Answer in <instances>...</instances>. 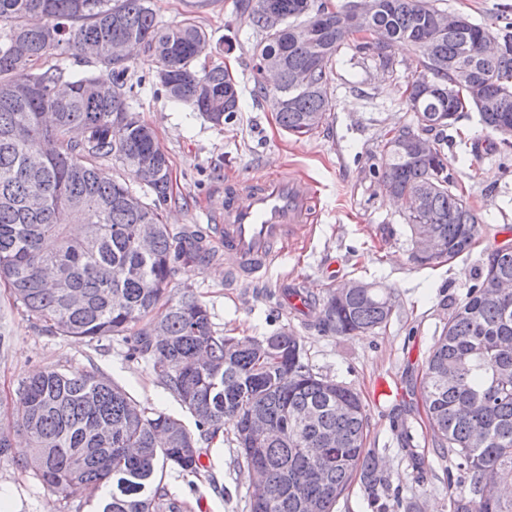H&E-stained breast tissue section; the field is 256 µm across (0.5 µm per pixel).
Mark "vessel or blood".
Masks as SVG:
<instances>
[{"instance_id":"vessel-or-blood-1","label":"vessel or blood","mask_w":512,"mask_h":512,"mask_svg":"<svg viewBox=\"0 0 512 512\" xmlns=\"http://www.w3.org/2000/svg\"><path fill=\"white\" fill-rule=\"evenodd\" d=\"M314 198L308 179L285 171L226 188L224 221L214 232L224 244L230 276L262 283L288 243L305 230Z\"/></svg>"}]
</instances>
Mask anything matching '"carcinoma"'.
Masks as SVG:
<instances>
[{"label": "carcinoma", "instance_id": "1", "mask_svg": "<svg viewBox=\"0 0 512 512\" xmlns=\"http://www.w3.org/2000/svg\"><path fill=\"white\" fill-rule=\"evenodd\" d=\"M263 0H236L240 16L258 32L252 47L253 91L267 94L261 61L277 63L273 95L284 99L278 124L300 138L313 134L332 110L333 65L352 47L378 57L393 72L388 49L409 46L417 65L432 77L431 90L406 84L409 111L428 116L384 134L375 177L406 203L411 236L430 231L452 260L471 250L479 220L441 146L415 152L409 137L452 126L478 110L477 93L497 95L500 111L479 113L493 131L512 122V54L486 58L485 37L512 38L506 10L488 26L466 20L454 30L437 27L444 14L432 0H376L370 27L377 40L340 23L351 9L331 10L324 0H273L284 28L268 32ZM0 283L48 330L62 336L120 337L132 355L152 361L160 382L215 436L228 424L239 457L256 463L249 512H333L355 479L364 484L377 512L400 508L398 496L365 448L367 416L355 391L315 373L298 337L282 330L259 340L272 351L238 347L239 338L215 329L207 307L186 286L175 303L169 284L173 264L205 260L202 238L179 235L164 223L171 199L168 159L155 148L153 129L131 111L126 91L128 51L141 46L160 66L157 90L192 106L216 126L239 110L236 80L221 66L196 68L209 36L188 18L164 27L149 0H0ZM103 43L106 54L94 56ZM95 58L102 72L74 75L44 66L52 53ZM474 65L473 89L448 98V82ZM309 71L310 85L293 84ZM111 158L131 169L151 194L146 202L125 182L98 173ZM512 250L496 249L485 269L444 323L428 356L422 400L437 434L441 457L453 456L459 478L448 479L449 512H512L497 483L512 481ZM499 288L497 297L487 289ZM319 324L336 336L381 328L395 300L382 288L359 289L336 300L305 297ZM15 427L30 451H55L46 470L34 473L51 496L65 498L76 483L98 497L97 512H180L156 485L158 465L196 474L203 467L197 440L182 421L141 406L118 384L95 372L72 375L45 369L20 389ZM315 414L304 424L302 411ZM269 432L252 438L254 413ZM339 445L327 447L329 434ZM329 448L319 460L309 448Z\"/></svg>", "mask_w": 512, "mask_h": 512}]
</instances>
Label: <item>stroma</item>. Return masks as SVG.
I'll return each mask as SVG.
<instances>
[{
  "label": "stroma",
  "mask_w": 512,
  "mask_h": 512,
  "mask_svg": "<svg viewBox=\"0 0 512 512\" xmlns=\"http://www.w3.org/2000/svg\"><path fill=\"white\" fill-rule=\"evenodd\" d=\"M236 0H151L161 25L194 18L210 36L207 64L229 69L240 85L239 110L223 126L209 123L191 106L154 92V68L143 52L132 54L128 83L130 105L150 124L169 165L175 203L164 216L172 227L208 240L213 256L197 265H176L171 295L191 285L207 306L213 323L226 335L267 336L288 328L302 339L314 372L352 387L368 418L367 447L391 490L413 512H448L444 460L421 398L425 362L443 324L460 302L493 250L512 240V155L474 151L490 134L477 112H466L453 126L438 128L446 154L467 153L456 177L466 201L481 219V233L470 252L432 266L412 260L413 244L402 216L373 176L383 133L408 125L411 114L397 89L415 68L410 47L390 51L394 74L382 72L376 59L344 50L333 76V108L314 134L295 138L277 123L268 100L254 95L251 48L257 35L235 8ZM291 170L313 182L316 203L309 231L279 259L263 287L229 283L224 250L212 238V226L224 213L225 184ZM352 279L393 292L395 313L386 327L365 336H336L319 331L313 316L289 314L290 288L321 296ZM118 338L83 339L47 332L0 287V428L17 417L22 379L48 368L94 371L124 387L142 406L173 415L187 428L195 420L161 385L149 362L126 356ZM396 379L401 393L373 400L378 379ZM409 433L414 449L400 447ZM203 468L196 474L166 469L162 484L182 512H249L250 483L237 455L231 426L212 439H199ZM25 443L14 436L9 458L0 459V500L9 512H92L88 496L58 500L20 467Z\"/></svg>",
  "instance_id": "stroma-1"
}]
</instances>
